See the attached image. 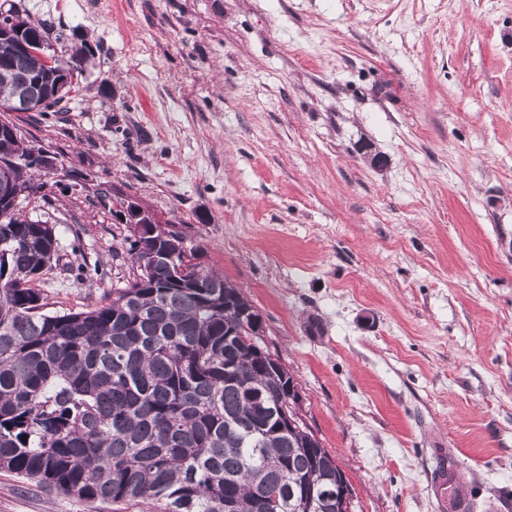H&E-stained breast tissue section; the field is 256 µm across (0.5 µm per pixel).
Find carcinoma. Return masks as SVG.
Segmentation results:
<instances>
[{
	"instance_id": "1",
	"label": "carcinoma",
	"mask_w": 512,
	"mask_h": 512,
	"mask_svg": "<svg viewBox=\"0 0 512 512\" xmlns=\"http://www.w3.org/2000/svg\"><path fill=\"white\" fill-rule=\"evenodd\" d=\"M7 14L31 51L0 37V112H54L63 99L25 108L17 89L53 83L86 48L56 50L29 15ZM27 154L18 126L0 118V160ZM125 241V287L51 312L32 283L59 260L56 225L0 208V471L146 512H227L228 502L232 512H336V458L314 433L278 429L295 381L273 355L254 357L237 321L252 307L243 291L197 267L183 233L159 239L155 257ZM72 272L92 281L99 265L84 257ZM294 490L309 492L299 510Z\"/></svg>"
}]
</instances>
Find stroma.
I'll return each mask as SVG.
<instances>
[{"label": "stroma", "instance_id": "1", "mask_svg": "<svg viewBox=\"0 0 512 512\" xmlns=\"http://www.w3.org/2000/svg\"><path fill=\"white\" fill-rule=\"evenodd\" d=\"M0 5L91 49L14 115L56 165L22 214L103 269L42 276L49 310L123 287L117 187L263 314L352 512H512V0ZM0 512L144 507L0 471Z\"/></svg>", "mask_w": 512, "mask_h": 512}]
</instances>
